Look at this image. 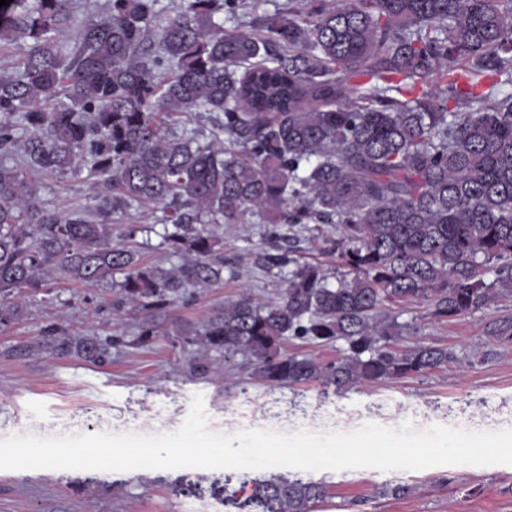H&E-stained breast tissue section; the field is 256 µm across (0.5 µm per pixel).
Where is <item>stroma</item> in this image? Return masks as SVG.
<instances>
[{
    "label": "stroma",
    "instance_id": "obj_1",
    "mask_svg": "<svg viewBox=\"0 0 512 512\" xmlns=\"http://www.w3.org/2000/svg\"><path fill=\"white\" fill-rule=\"evenodd\" d=\"M33 179L38 203L46 210L66 213L96 204L98 190L89 171L43 172ZM214 230L223 237L224 259L237 266L238 276L198 289L190 304L168 307L159 319L162 335L149 346L133 342L134 326L145 310L99 307L100 289L60 281L37 292L23 291L14 320L0 326V439L172 432L186 419L196 393L204 397L210 430L228 434L242 429L348 432L367 422L396 427L407 420L419 429L443 422L468 430L512 428L510 348L464 371L450 367L422 380L363 385L326 404L319 402L313 385L304 393L302 412L290 408V390L242 385L243 371L225 367L217 353L209 355V377L195 376L183 331L240 292L265 303L279 291L278 281L248 254L261 241V224H218ZM390 312L416 323L419 340L471 355L487 350L486 323L512 315V303L445 322L432 318L421 301L391 306ZM50 323L72 336H114L120 343L105 365L77 355L59 356L43 340L42 330ZM444 406L449 415L441 414ZM223 477V470L201 468L0 470V512H224L209 492L210 484ZM313 477L334 486L333 498L318 512H512V466L321 470ZM182 482L199 484L202 494L178 493ZM385 483H407L415 491L404 498L377 496V487Z\"/></svg>",
    "mask_w": 512,
    "mask_h": 512
}]
</instances>
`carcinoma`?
I'll return each mask as SVG.
<instances>
[{
    "label": "carcinoma",
    "mask_w": 512,
    "mask_h": 512,
    "mask_svg": "<svg viewBox=\"0 0 512 512\" xmlns=\"http://www.w3.org/2000/svg\"><path fill=\"white\" fill-rule=\"evenodd\" d=\"M74 0H10L0 46L22 69L0 76V325L12 302L48 279L103 288L112 307L162 310L236 276L212 224H264L254 264L278 279L266 304L243 291L183 339L224 365L251 366L271 390L320 387L325 403L367 384L471 364L416 333L387 307L418 299L439 320L512 303V0H303L224 32L243 0H105L74 40L59 36ZM495 106L487 105L494 93ZM219 115L206 146L176 114ZM89 166L102 187L95 218L37 204L29 172ZM160 210L159 246L181 263H145L128 226L111 244L112 215ZM336 229V271L291 256L314 225ZM493 279L486 280L485 273ZM121 280H115L116 275ZM151 319L134 342L159 336ZM512 345V315L490 325ZM58 354L105 364L120 342L45 330ZM294 341L344 348L322 360ZM227 512H315L331 484L294 476L210 485Z\"/></svg>",
    "instance_id": "carcinoma-1"
}]
</instances>
